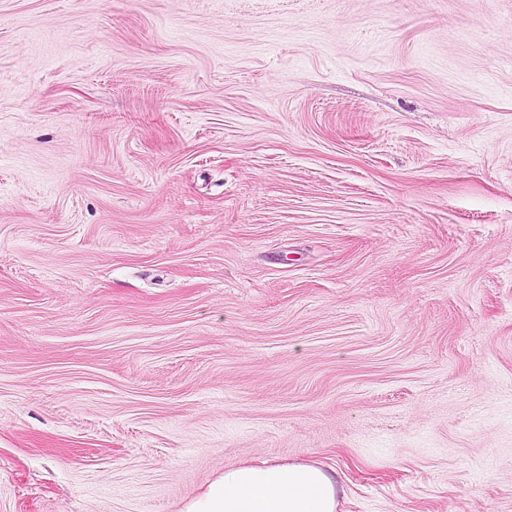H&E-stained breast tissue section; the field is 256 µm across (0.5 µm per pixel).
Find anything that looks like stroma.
Listing matches in <instances>:
<instances>
[{
  "label": "stroma",
  "instance_id": "obj_1",
  "mask_svg": "<svg viewBox=\"0 0 512 512\" xmlns=\"http://www.w3.org/2000/svg\"><path fill=\"white\" fill-rule=\"evenodd\" d=\"M512 512V0H0V512ZM305 463L235 465L180 512H336V472Z\"/></svg>",
  "mask_w": 512,
  "mask_h": 512
}]
</instances>
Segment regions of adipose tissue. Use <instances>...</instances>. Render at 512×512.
<instances>
[{"label": "adipose tissue", "mask_w": 512, "mask_h": 512, "mask_svg": "<svg viewBox=\"0 0 512 512\" xmlns=\"http://www.w3.org/2000/svg\"><path fill=\"white\" fill-rule=\"evenodd\" d=\"M335 471L305 463L226 467L182 512H336Z\"/></svg>", "instance_id": "1"}]
</instances>
